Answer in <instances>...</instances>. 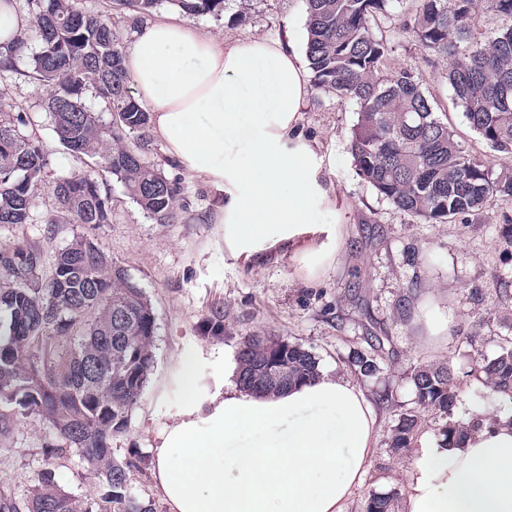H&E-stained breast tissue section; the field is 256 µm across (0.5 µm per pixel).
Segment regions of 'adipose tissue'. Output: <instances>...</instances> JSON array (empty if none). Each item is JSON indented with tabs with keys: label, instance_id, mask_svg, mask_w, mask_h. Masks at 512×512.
Listing matches in <instances>:
<instances>
[{
	"label": "adipose tissue",
	"instance_id": "adipose-tissue-1",
	"mask_svg": "<svg viewBox=\"0 0 512 512\" xmlns=\"http://www.w3.org/2000/svg\"><path fill=\"white\" fill-rule=\"evenodd\" d=\"M125 67L154 135L212 191L209 219L236 258H298L308 279L333 264L340 224L305 220L312 199L342 211L317 140L304 132L307 70L293 46L227 40L162 15L139 25ZM239 142L238 160L224 148ZM224 365L222 388L201 389L193 359L180 368L183 406L151 447L152 478L168 512H347L377 446L378 410L349 378H316L250 394ZM407 512H512V418L449 439L427 435L404 486Z\"/></svg>",
	"mask_w": 512,
	"mask_h": 512
}]
</instances>
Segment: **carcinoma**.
Wrapping results in <instances>:
<instances>
[{"label": "carcinoma", "instance_id": "carcinoma-1", "mask_svg": "<svg viewBox=\"0 0 512 512\" xmlns=\"http://www.w3.org/2000/svg\"><path fill=\"white\" fill-rule=\"evenodd\" d=\"M150 15L162 0H109ZM189 16L215 13L224 0H168ZM393 0H306V57L313 86L357 105L351 154L356 175L400 212L423 224L476 214L498 198L512 201V0H412L399 28L428 57L446 61L445 79L471 130L499 154L496 165L466 151L444 122L416 73L393 64L394 43L378 21ZM27 26L0 41V72L37 80L50 90L47 109L59 142L93 158L159 224L179 219L182 189L146 160L149 113L130 88L123 37L106 11L79 0H25ZM507 20L491 37L482 16ZM35 31L40 50L15 67ZM93 89L112 112L103 122L82 103ZM24 113L0 118V224H30L42 175L43 151L21 132ZM57 213L47 224L98 226L110 210L98 181L82 170L53 188ZM156 320L143 291L92 239L80 236L55 252L17 242L0 250V441L31 417L52 431L48 464L77 454L98 483L97 498L62 488L48 468L27 500L0 497V512H154L130 494L136 463L112 453L156 365ZM353 353L360 378L380 372L381 337ZM475 375L487 396L512 397V339L492 358L471 348ZM236 380L251 394H271L319 374L312 351L284 338L249 335L237 351ZM416 403L448 416L457 400L449 366L423 365L408 376ZM420 416L398 414L391 447L409 450ZM395 493H373L366 512H392Z\"/></svg>", "mask_w": 512, "mask_h": 512}]
</instances>
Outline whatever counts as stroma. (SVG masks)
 <instances>
[{
    "label": "stroma",
    "mask_w": 512,
    "mask_h": 512,
    "mask_svg": "<svg viewBox=\"0 0 512 512\" xmlns=\"http://www.w3.org/2000/svg\"><path fill=\"white\" fill-rule=\"evenodd\" d=\"M196 29L227 39L258 36L292 40L298 51L307 43L306 0H224L216 14L190 17ZM397 16L383 26L395 43L396 65L413 69L429 89L435 110L445 115L465 149L481 156L488 147L470 130L444 77L446 66L424 52L408 34L399 32ZM18 73L0 72V98L28 113L25 133L46 154L43 187L35 200L33 221L0 225V247L26 241L45 257L74 237L94 240L125 268L131 282L150 300L157 323L155 371L141 403L133 409L127 429L112 438L115 456H136L131 492L152 501L155 512H166L151 476V456L157 433L173 422L183 405L178 370L193 356L200 386L214 390L224 382V362L235 357L241 337L280 336L316 354L319 367L349 374L347 358L366 348L368 336L384 337L391 354L379 378L365 381L370 393L393 392L392 405H379V443L363 485L348 512H365L372 493L395 491V512H405L402 496L411 456L390 448L391 429L399 412L416 408L415 394L405 376L419 365L449 363L459 380L452 420L473 415L495 417L512 413V399L486 402L484 387L471 371L468 344L471 332L479 349L494 356L501 336L512 330V298L501 296V281H512V201L491 200L480 217L458 216L445 224H422L399 212L354 171L351 129L357 120L353 101L313 93L305 116L306 133L320 141L329 161V177L344 194L343 213L311 203L306 219L312 224H342L347 235L333 265L317 282H308L288 251L248 266L224 246L220 225L206 214L211 191L190 179L150 140L146 157L182 187L180 218L156 223L132 199L116 178L93 159L78 163L60 144L47 110L49 94L36 80L22 77L29 60H18ZM95 177L108 198L110 223L90 228L81 224H51L55 211L52 188L76 169ZM438 307L450 316L452 334L429 336L424 313ZM221 330H213L214 314ZM49 440L45 426L29 419L19 424L8 442L0 443V494L16 500L30 495L47 463Z\"/></svg>",
    "instance_id": "obj_1"
}]
</instances>
